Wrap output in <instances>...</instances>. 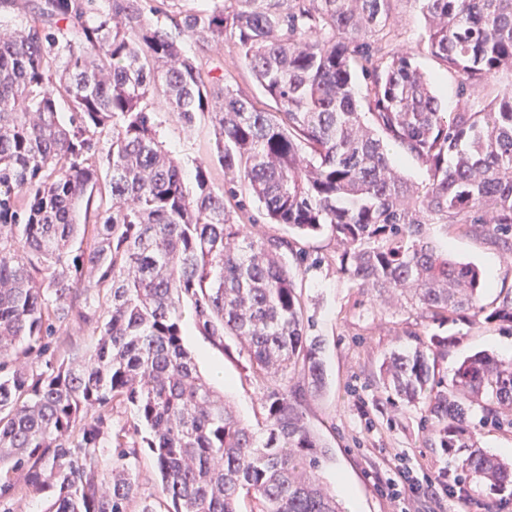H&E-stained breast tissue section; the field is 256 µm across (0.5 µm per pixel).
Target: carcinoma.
Instances as JSON below:
<instances>
[{"label":"carcinoma","mask_w":512,"mask_h":512,"mask_svg":"<svg viewBox=\"0 0 512 512\" xmlns=\"http://www.w3.org/2000/svg\"><path fill=\"white\" fill-rule=\"evenodd\" d=\"M95 2L0 0V505L51 484L48 512H131L130 459L143 446L161 498L141 512H240L245 498L257 512H342L303 412L325 378L290 242L243 234L208 162L188 190L156 117H208L224 183L292 233L330 229L357 287L433 320L512 328V292L480 306V270L425 231L458 226L512 253V236L498 234L512 231V87L488 84L512 71V0H414L420 44L460 97L482 100L476 112L445 111L413 58L386 51L394 0H213L178 12L155 0L156 24L141 0H108L102 13ZM226 39L276 111L203 71L199 52ZM393 146L424 180L393 166ZM186 307L211 343L241 344L265 387L260 429L186 349ZM72 327L96 337L90 357L69 349ZM449 343L391 353L383 388L427 403L439 447L464 453V479L500 495L512 469L477 446L468 414L501 424L512 412V359L475 354L440 390L429 352ZM118 408L133 411L131 427L113 428ZM101 448L114 449L107 475Z\"/></svg>","instance_id":"carcinoma-1"}]
</instances>
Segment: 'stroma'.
<instances>
[{
  "mask_svg": "<svg viewBox=\"0 0 512 512\" xmlns=\"http://www.w3.org/2000/svg\"><path fill=\"white\" fill-rule=\"evenodd\" d=\"M387 28L391 32L389 50L413 57L431 78L444 107L452 112L464 107L477 109L476 100L465 102L457 97L454 77L419 50L425 22L412 0H396ZM200 60L204 70L223 75L244 94L268 104V97L231 44L210 47ZM158 134L186 172H193L195 161H209L213 182L223 185L224 171L215 161V137L208 120L199 119L186 128L166 119ZM248 214L252 223L245 226V234L289 236L294 253L288 265L302 286L305 334L322 343L326 385L307 396L305 416L327 450L320 474L329 491L338 492V480H345L356 498V512H512V496L488 499L460 482L462 456L438 447L425 405L391 404L380 384L384 359L391 352L415 346L418 340L434 334L451 337V346L435 357L436 377L448 381L466 356L480 351L503 355L505 345L512 343V328L468 317L443 325L423 319L409 306L355 288L339 270L342 248L330 231L310 236L288 234L284 226L269 223L254 203L249 204ZM448 249L457 261L473 264L482 272V305L493 307L512 289V255L492 245L487 237L452 228ZM183 329L185 344L200 370L212 376L215 388L223 392L236 414L248 425L261 423L264 388L246 370L237 339L227 337L222 349L200 336L192 320H185ZM398 455L405 457L417 476L452 477L447 494L422 489L399 500L386 496Z\"/></svg>",
  "mask_w": 512,
  "mask_h": 512,
  "instance_id": "stroma-1",
  "label": "stroma"
}]
</instances>
